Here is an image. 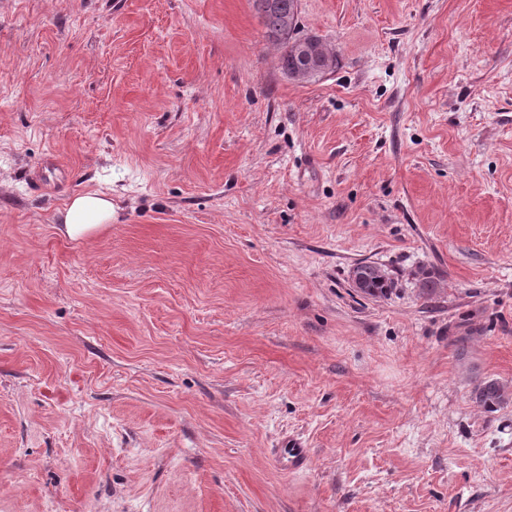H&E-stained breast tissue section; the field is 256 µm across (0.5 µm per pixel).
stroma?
Wrapping results in <instances>:
<instances>
[{"mask_svg": "<svg viewBox=\"0 0 512 512\" xmlns=\"http://www.w3.org/2000/svg\"><path fill=\"white\" fill-rule=\"evenodd\" d=\"M297 22L306 83L252 0H0V512H512V0ZM274 3L276 4L274 5ZM263 7L271 8L262 9L254 2V8L263 21L267 37L271 40L275 36L279 38V41H273L278 43L283 50L280 67L285 73L291 68L293 62L294 65L289 76L297 82H305L330 70L332 54L325 48L323 42L314 36L299 37L291 45L292 54L289 51V41L295 39L296 27L294 30L293 26L291 33L285 32L284 22L286 23L285 29H288L293 21L286 17L292 16L295 22V17L298 16L299 0H274V2L269 0V2L263 3ZM61 231L73 240L91 237L105 224H111L112 197L99 192L74 195L60 212ZM351 276L361 282L360 290L366 295L384 294L392 288V281L387 277L382 266L375 262H359L351 272ZM473 396L484 407L497 409L507 406L511 401V390L498 379L485 378L477 384ZM276 456L278 465L287 471L296 472L307 468L311 462L309 449L294 438L283 441Z\"/></svg>", "mask_w": 512, "mask_h": 512, "instance_id": "1", "label": "stroma"}]
</instances>
